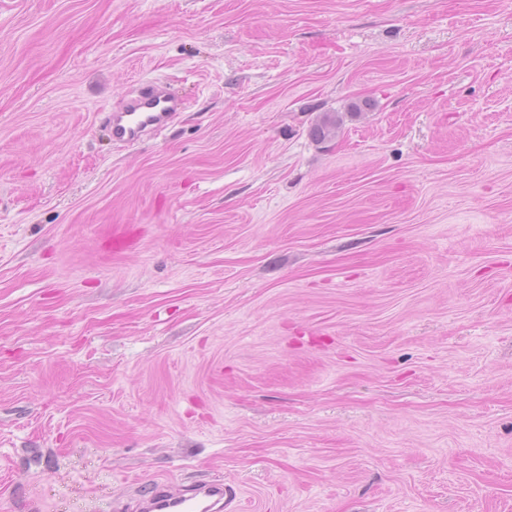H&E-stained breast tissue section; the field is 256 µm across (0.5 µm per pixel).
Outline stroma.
Segmentation results:
<instances>
[{
    "instance_id": "obj_1",
    "label": "stroma",
    "mask_w": 512,
    "mask_h": 512,
    "mask_svg": "<svg viewBox=\"0 0 512 512\" xmlns=\"http://www.w3.org/2000/svg\"><path fill=\"white\" fill-rule=\"evenodd\" d=\"M206 480L512 512V0H0V512ZM185 102L169 89L148 87L131 97L124 108L112 114V138L135 142L171 124ZM343 117L339 112H324L315 122L311 135L321 142L335 139L342 127Z\"/></svg>"
}]
</instances>
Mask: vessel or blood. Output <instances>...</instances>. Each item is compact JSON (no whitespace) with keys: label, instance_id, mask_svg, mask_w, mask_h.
I'll use <instances>...</instances> for the list:
<instances>
[{"label":"vessel or blood","instance_id":"obj_1","mask_svg":"<svg viewBox=\"0 0 512 512\" xmlns=\"http://www.w3.org/2000/svg\"><path fill=\"white\" fill-rule=\"evenodd\" d=\"M185 102L169 90L148 87L131 97L124 108L112 115V137L135 142L171 124ZM235 490L222 482H205L182 492L160 484L139 495L140 512H228Z\"/></svg>","mask_w":512,"mask_h":512}]
</instances>
